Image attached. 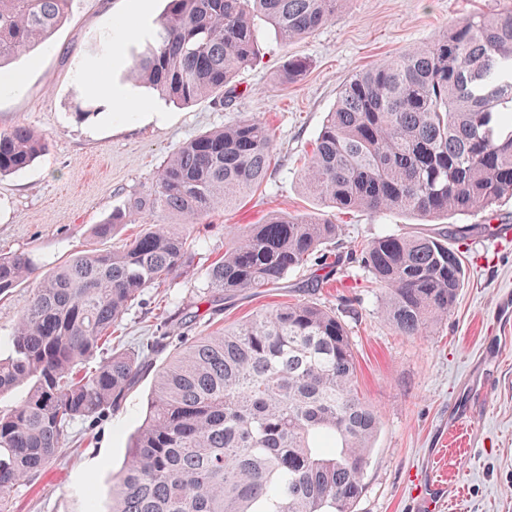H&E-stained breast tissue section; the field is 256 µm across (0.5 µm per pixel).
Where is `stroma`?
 Here are the masks:
<instances>
[{"mask_svg": "<svg viewBox=\"0 0 512 512\" xmlns=\"http://www.w3.org/2000/svg\"><path fill=\"white\" fill-rule=\"evenodd\" d=\"M166 0H70L48 44L13 58L22 74L19 91L0 90V130L24 125L42 134L48 151L29 169L0 176V254L25 252L39 273L95 246L121 247L144 227V217L97 242L94 224L130 198L149 193L165 159L198 135L244 119H257L273 134V157L264 183L227 210L201 222L207 227L194 259L193 275H178L148 289L122 317L111 347L133 352L152 337L203 336L218 326L249 319L278 302L308 300L341 308L357 297L345 321L357 360L358 388L380 416V428L365 473V491L354 512H419L414 479L438 477L461 492L456 504L438 512H512V239L485 232L488 224L512 226V199L495 212L423 218L401 212H342L322 205L301 184L304 155L337 102L346 78L406 49L436 39L444 29L474 13L493 15L512 0H346L327 25L290 43L262 31L256 62L233 80L235 92H219L193 103L169 102L144 84L112 83L126 90V108L107 111L86 85L98 53L125 52L151 33ZM303 59L299 81L281 83L288 60ZM273 214H323L339 226L336 250L367 244L378 235L451 233L449 243L463 260L465 282L446 319L421 335L399 336L381 312L380 291L355 264L332 274L318 289L308 271L292 273L279 288L257 289L226 299L215 314L202 289L206 268L224 254V242L249 224ZM489 380L485 397L471 402L465 389L475 373ZM154 383L153 371L129 391L119 408L97 422H77L60 462L36 480L15 487L14 512H71L93 496L106 502L112 474L127 457L141 425ZM469 408L471 424L463 446L441 458L448 415Z\"/></svg>", "mask_w": 512, "mask_h": 512, "instance_id": "obj_1", "label": "stroma"}]
</instances>
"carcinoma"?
<instances>
[{
	"label": "carcinoma",
	"instance_id": "1",
	"mask_svg": "<svg viewBox=\"0 0 512 512\" xmlns=\"http://www.w3.org/2000/svg\"><path fill=\"white\" fill-rule=\"evenodd\" d=\"M345 0H168L152 36L131 47L129 76L180 104L210 96L254 63L260 16L284 42L330 23ZM69 0H0V69L46 42ZM289 60L279 79L303 76ZM47 150L24 125L0 131V176ZM273 136L247 119L197 136L158 171L152 191L93 226L112 238L143 213L151 224L112 251L87 249L40 279L0 341V512L10 494L61 457L78 420L122 403L149 355L100 358L123 314L147 288L193 266L198 220L229 209L267 177ZM305 189L345 211L438 218L512 198V8L472 15L436 40L343 82L300 172ZM338 225L274 215L225 243L206 269L213 301L275 288L312 263H358L381 287L394 332L415 336L448 317L463 265L448 234H384L343 255L326 250ZM35 272L23 252L0 257V297ZM380 420L358 392L350 331L314 302L281 303L179 342L155 376L143 423L113 476L107 510L79 512H353Z\"/></svg>",
	"mask_w": 512,
	"mask_h": 512
}]
</instances>
